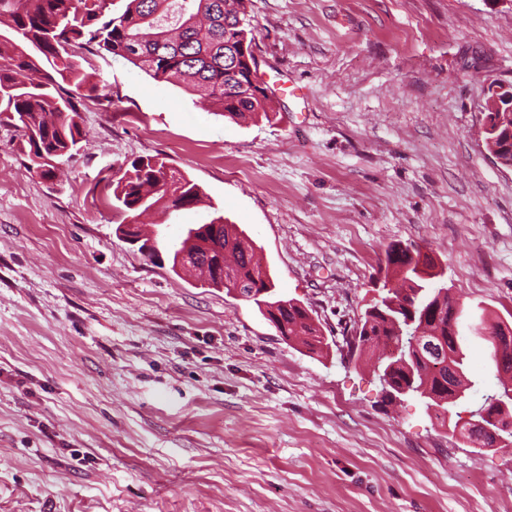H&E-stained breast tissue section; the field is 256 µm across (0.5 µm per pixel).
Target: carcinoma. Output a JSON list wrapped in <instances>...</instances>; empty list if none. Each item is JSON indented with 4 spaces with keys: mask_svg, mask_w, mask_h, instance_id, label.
Listing matches in <instances>:
<instances>
[{
    "mask_svg": "<svg viewBox=\"0 0 512 512\" xmlns=\"http://www.w3.org/2000/svg\"><path fill=\"white\" fill-rule=\"evenodd\" d=\"M2 18L10 30L0 34V124L21 133L30 168L44 178L55 177L63 159L83 142L79 102L68 88L95 89L80 62L81 52L92 47L127 60L156 81H174L211 99L234 122L269 118L266 89L252 86L246 65L231 64L241 42L249 47L254 42L245 0H126L118 14L112 13V0H0ZM112 194L113 206L131 218L152 207L171 215L204 203L200 186L161 158L133 161ZM222 223L224 216H215L168 243L172 271L185 248L209 252L224 262L226 292L253 302L282 340L300 339L313 352L327 347L309 308L277 294L270 272L245 259L246 251L255 250L253 239L243 230L232 241L213 233L210 225ZM384 262V283L391 287L366 308L362 325L353 326L367 340L351 349L350 360L373 361V373L381 369L385 383L399 385L411 374L406 348L422 332L444 351L434 365L416 371V384L427 393L426 407L445 418L457 417L452 430L462 427L468 438L496 445L480 429L460 424L461 413L452 409L473 386L467 376L466 333L474 335L481 327L495 367L512 369V350L493 338L512 332V324L460 306L438 283L434 258L415 244L389 246ZM391 348L399 355L387 356ZM500 387L484 394L469 413L488 409L512 420V404L505 410L496 404L506 392L505 384Z\"/></svg>",
    "mask_w": 512,
    "mask_h": 512,
    "instance_id": "cac0c4a2",
    "label": "carcinoma"
}]
</instances>
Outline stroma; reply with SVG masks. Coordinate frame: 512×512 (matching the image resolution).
<instances>
[{
  "label": "stroma",
  "mask_w": 512,
  "mask_h": 512,
  "mask_svg": "<svg viewBox=\"0 0 512 512\" xmlns=\"http://www.w3.org/2000/svg\"><path fill=\"white\" fill-rule=\"evenodd\" d=\"M272 120L90 49L83 148L54 179L0 125V512H512V447L383 402L337 346L386 248L441 261L454 297L512 315V170L480 111L512 83V0H248ZM159 156L217 206L330 346L282 341L250 302L118 233L109 181ZM474 386L498 380L468 337Z\"/></svg>",
  "instance_id": "stroma-1"
}]
</instances>
